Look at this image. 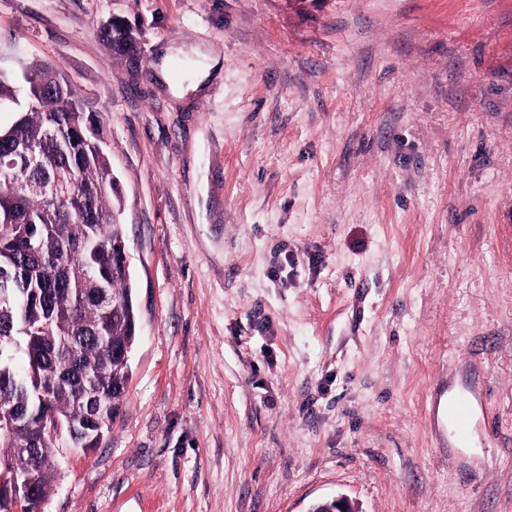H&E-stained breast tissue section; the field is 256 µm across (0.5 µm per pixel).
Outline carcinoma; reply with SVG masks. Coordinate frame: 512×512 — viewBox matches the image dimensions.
Instances as JSON below:
<instances>
[{
	"instance_id": "1",
	"label": "carcinoma",
	"mask_w": 512,
	"mask_h": 512,
	"mask_svg": "<svg viewBox=\"0 0 512 512\" xmlns=\"http://www.w3.org/2000/svg\"><path fill=\"white\" fill-rule=\"evenodd\" d=\"M102 37L118 52L136 51L131 28L118 21L103 25ZM20 87L0 82V108L15 105L16 118L0 126V398L17 408H36L28 372L14 366L17 353L32 366L39 345L59 356L44 369L51 387L47 410L77 444L86 427L75 402L76 384L63 375L76 348L81 369L95 374L104 395L117 398L126 387L129 365L112 353L136 340L138 314L130 272L114 256L125 242L119 222L121 198L103 130L86 115L84 102L59 84L65 76L49 63L25 66ZM21 141L35 160L21 165L12 145ZM113 296V309L96 299L98 289ZM53 440L39 442V492L46 498L54 478ZM13 457L26 471L32 459L0 439V456Z\"/></svg>"
}]
</instances>
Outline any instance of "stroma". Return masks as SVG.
<instances>
[{"instance_id": "stroma-1", "label": "stroma", "mask_w": 512, "mask_h": 512, "mask_svg": "<svg viewBox=\"0 0 512 512\" xmlns=\"http://www.w3.org/2000/svg\"><path fill=\"white\" fill-rule=\"evenodd\" d=\"M35 61L103 124L138 312L41 512H512V0H0ZM131 28L118 21H108L103 25L100 33L102 37L120 53L136 51V41H134ZM195 53L201 55L205 60L208 61V63H205L203 67L197 71L194 79L189 83L187 87H184L182 84H173L169 82V87L174 94L182 95L188 91H197L203 85L205 80L210 76V71L218 62L216 58L211 56L210 52L202 53L196 50ZM448 418L455 438L458 441H465L473 421V410L469 399L461 397L451 402L448 406Z\"/></svg>"}]
</instances>
